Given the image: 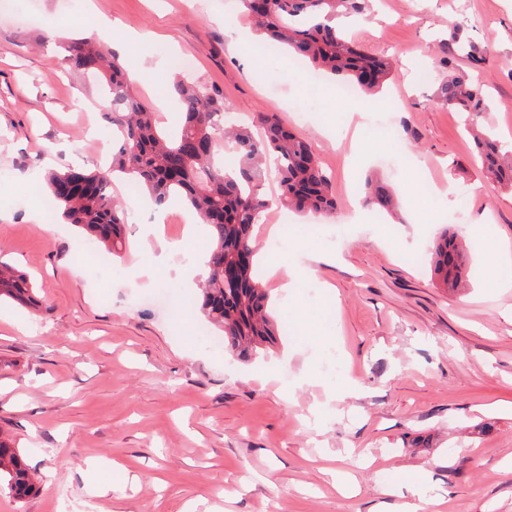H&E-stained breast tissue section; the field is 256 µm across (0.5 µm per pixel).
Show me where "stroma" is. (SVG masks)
<instances>
[{
  "label": "stroma",
  "mask_w": 512,
  "mask_h": 512,
  "mask_svg": "<svg viewBox=\"0 0 512 512\" xmlns=\"http://www.w3.org/2000/svg\"><path fill=\"white\" fill-rule=\"evenodd\" d=\"M0 0V260L26 273L39 311L0 303V435L40 489L0 512H58L60 499L96 512H397L422 492L424 512H512V189L475 160L458 113L434 99L435 51L453 27L489 50L478 72L489 122L512 145V0H375L346 27L396 75L373 97L337 99L336 82L310 88L287 52L256 55L237 0ZM105 15L131 32L150 82L133 91L176 134L170 56L220 91L234 112H264L310 141L338 210H271L255 225L258 273L288 328L241 361L200 336L189 271L207 257V226L129 218L121 254L93 246L48 207L49 173L112 158L107 103L95 83L67 73L57 40L85 36ZM311 112L301 121L295 104ZM389 113L400 132L397 169L379 132L339 140L348 113ZM451 195L411 194L418 169ZM393 184L395 216L370 223L367 176ZM474 239L468 288H442L429 249L447 216ZM175 244L158 263L159 241ZM315 255L316 277L295 262ZM165 289L172 305L144 301ZM128 480L87 492L88 461Z\"/></svg>",
  "instance_id": "obj_1"
}]
</instances>
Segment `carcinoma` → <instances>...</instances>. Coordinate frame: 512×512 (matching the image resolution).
Segmentation results:
<instances>
[{"instance_id": "1", "label": "carcinoma", "mask_w": 512, "mask_h": 512, "mask_svg": "<svg viewBox=\"0 0 512 512\" xmlns=\"http://www.w3.org/2000/svg\"><path fill=\"white\" fill-rule=\"evenodd\" d=\"M263 35L256 44L288 47L293 56L340 76L367 95L378 92L394 76L392 62L371 53L336 28L337 16L361 13L371 0H239ZM67 66L102 85L110 93L105 119L112 125V165L94 171L71 166L49 176L56 208L73 224L118 253L126 246L125 204L112 195V182L127 178L149 192L155 208L181 196L202 223L209 226L212 246L209 273L199 284L200 311L220 327L232 351L248 357L259 345L273 341L276 328L268 312V293L254 276V225L277 205L298 212L336 214L330 179L321 168L314 146L285 128L269 114L257 121L263 136L255 138L245 126H230L231 108L218 92L175 73L172 92L183 122L173 138L163 135L155 113L131 91L127 72L116 54L105 53L89 38L64 45ZM436 101L465 116L481 170L491 182L512 187V158L490 131L482 129L487 102L483 85L470 72L454 65L457 57L479 66L487 49L460 40L455 31L438 46ZM206 101V109L200 102ZM236 151L232 165L224 163V145ZM272 162L279 194L264 192L265 167ZM366 206L391 213L399 206L395 189L380 178L365 182ZM474 248L462 245L455 233L443 231L432 250L433 274L450 291L466 282ZM239 267L245 288L224 296V266ZM10 299L36 308L40 300L29 278L0 261V300ZM21 500L38 492L36 478L20 453L0 437V492Z\"/></svg>"}]
</instances>
